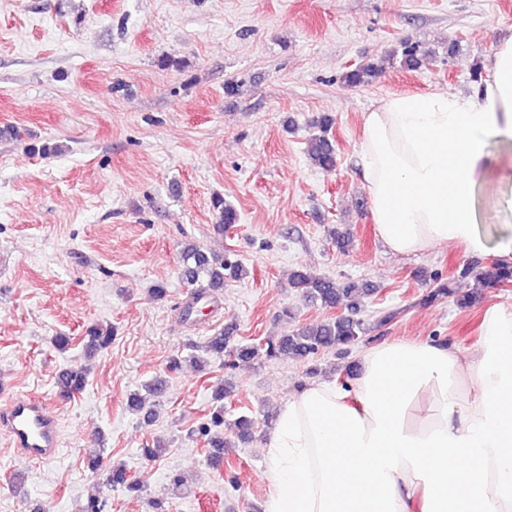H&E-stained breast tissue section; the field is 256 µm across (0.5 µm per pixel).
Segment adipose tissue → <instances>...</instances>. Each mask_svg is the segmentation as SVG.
<instances>
[{"mask_svg": "<svg viewBox=\"0 0 512 512\" xmlns=\"http://www.w3.org/2000/svg\"><path fill=\"white\" fill-rule=\"evenodd\" d=\"M362 179L393 253L462 247L512 265V226H480L489 187L512 194V39L469 91L395 95L362 116ZM510 147L492 166L489 144ZM347 386L320 380L266 445L267 512H512V308L486 309L466 355L383 342Z\"/></svg>", "mask_w": 512, "mask_h": 512, "instance_id": "obj_1", "label": "adipose tissue"}]
</instances>
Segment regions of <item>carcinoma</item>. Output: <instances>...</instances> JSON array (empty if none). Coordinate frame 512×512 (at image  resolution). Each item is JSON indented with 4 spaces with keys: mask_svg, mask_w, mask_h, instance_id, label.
Instances as JSON below:
<instances>
[{
    "mask_svg": "<svg viewBox=\"0 0 512 512\" xmlns=\"http://www.w3.org/2000/svg\"><path fill=\"white\" fill-rule=\"evenodd\" d=\"M402 66L408 70H417L426 65L432 58V52L418 44L403 43L400 49ZM382 66L369 62L342 74L341 80L348 86L358 87L370 84L379 76ZM335 119L323 113L312 120V127L317 130L308 143L307 158L309 163L321 169H333L337 164L335 145L331 130ZM211 210L217 231L239 222L237 210L224 202V197L215 195L211 199ZM182 279L188 286L195 289L197 296L210 291L224 288L229 280L241 281L248 277V270L236 254L227 252L215 255L205 250L193 240L183 243L182 247ZM466 271L477 272L482 280L493 284H509L512 282V267L493 265L477 268V264L470 263ZM434 286L424 296V302L435 303L451 294L448 283L433 276ZM292 288L311 304L335 307L344 306L349 314L338 315L317 323L305 324L289 334L280 336H267L258 343H238L229 345L231 335L237 330V325L229 324L207 338L204 353L207 358L224 359V366L235 368L241 364L264 358L277 360L293 358L304 361L312 358L320 351L329 347L348 349L363 341L366 327L359 317L365 307L372 289L359 282H347L342 286L336 280L321 274H315L301 267L295 270L291 279ZM115 327L111 325L94 324L87 328L83 338V349L86 356H94L107 349L112 344ZM168 380L160 375L142 389L127 394L126 401L129 410L152 417L153 409L149 405V398H156L163 394L167 388ZM87 384V372L78 366H69L63 369L55 379L56 394L70 398L84 390ZM232 385L229 382L221 383L213 388V409L209 423L199 427L196 434L213 450L233 448L236 443L247 442L253 434L256 421L246 415L236 418L233 423L232 436L228 437L221 431L224 425V399L230 396ZM111 487H123L130 492H142L139 483L131 480L127 469L123 465H112L108 470Z\"/></svg>",
    "mask_w": 512,
    "mask_h": 512,
    "instance_id": "1",
    "label": "carcinoma"
}]
</instances>
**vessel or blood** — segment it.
I'll list each match as a JSON object with an SVG mask.
<instances>
[{"label":"vessel or blood","instance_id":"1","mask_svg":"<svg viewBox=\"0 0 512 512\" xmlns=\"http://www.w3.org/2000/svg\"><path fill=\"white\" fill-rule=\"evenodd\" d=\"M0 431L14 453L27 460L51 461L60 447L57 414L49 403L26 394L0 399Z\"/></svg>","mask_w":512,"mask_h":512}]
</instances>
